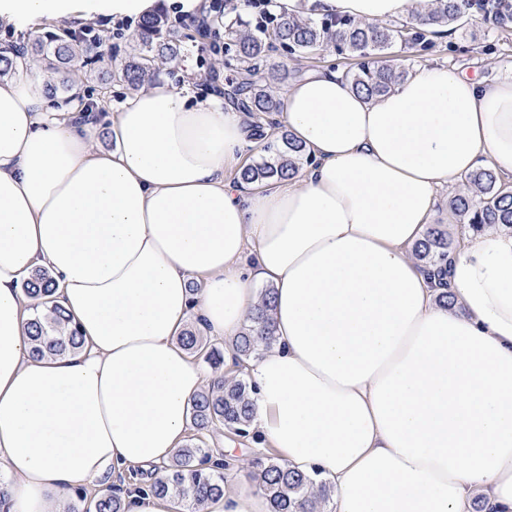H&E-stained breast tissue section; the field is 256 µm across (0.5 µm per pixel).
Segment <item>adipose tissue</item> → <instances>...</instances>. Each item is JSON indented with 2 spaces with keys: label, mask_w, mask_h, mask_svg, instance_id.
Here are the masks:
<instances>
[{
  "label": "adipose tissue",
  "mask_w": 512,
  "mask_h": 512,
  "mask_svg": "<svg viewBox=\"0 0 512 512\" xmlns=\"http://www.w3.org/2000/svg\"><path fill=\"white\" fill-rule=\"evenodd\" d=\"M161 0H0V21L141 17ZM421 23V0H276ZM0 79V512H66L135 466L162 477L209 372L190 315L231 346L272 289L277 342L252 361L250 438L333 491L336 512H512V229L465 228L442 275L410 255L441 186L512 173V78L418 68L369 100L333 70L283 94L310 161L225 179L257 148L221 96L155 84L113 113L51 111L39 66ZM44 268L81 345L32 357L22 286ZM447 303H440V295ZM204 512H271L238 482Z\"/></svg>",
  "instance_id": "adipose-tissue-1"
}]
</instances>
